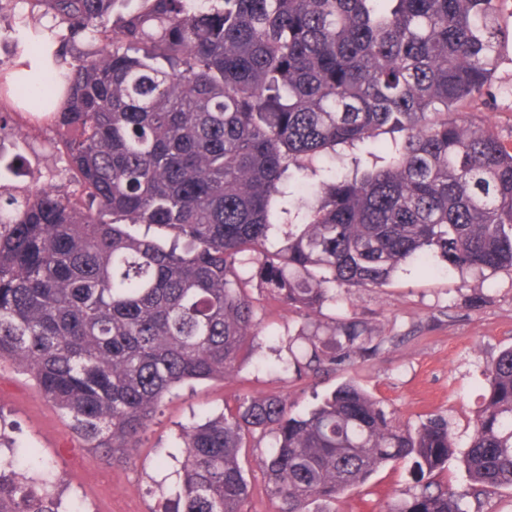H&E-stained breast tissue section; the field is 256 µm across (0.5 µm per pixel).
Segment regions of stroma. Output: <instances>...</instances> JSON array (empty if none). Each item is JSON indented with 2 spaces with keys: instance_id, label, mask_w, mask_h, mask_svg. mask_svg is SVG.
I'll use <instances>...</instances> for the list:
<instances>
[{
  "instance_id": "35a3bbf8",
  "label": "stroma",
  "mask_w": 512,
  "mask_h": 512,
  "mask_svg": "<svg viewBox=\"0 0 512 512\" xmlns=\"http://www.w3.org/2000/svg\"><path fill=\"white\" fill-rule=\"evenodd\" d=\"M23 0H0V75H11L26 50L13 32ZM14 124L28 133L19 143L10 131H0V151L14 156L19 187L52 185L73 190L69 160L57 150V128L34 121L16 98H5ZM473 122L489 127L512 142V44H506L492 80V93L466 107ZM248 293L257 308L259 334L249 359L229 379L202 380L176 386L149 422L134 458L112 461L85 448L69 421L33 389L28 375L0 363V427L18 449H35L51 462L62 489V508L71 512L83 501L97 512H164L177 483L183 426L218 414L236 398L279 392L287 396L293 414L307 412L317 396L355 378L401 420L418 422L425 414L448 418L458 447H465L485 386L483 371L497 354L512 346V269L483 276L445 271L438 259L409 261L380 288L336 290L335 302L325 304L321 324L338 317L366 322L381 348L357 360L347 370L301 379L285 372L291 351L304 347L303 316L288 310L251 281ZM261 449L241 455L251 496L245 512H276L267 498V477ZM414 482L406 465L380 468L364 484L347 491L333 512H387L407 499Z\"/></svg>"
}]
</instances>
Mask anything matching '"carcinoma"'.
Returning <instances> with one entry per match:
<instances>
[{"label": "carcinoma", "mask_w": 512, "mask_h": 512, "mask_svg": "<svg viewBox=\"0 0 512 512\" xmlns=\"http://www.w3.org/2000/svg\"><path fill=\"white\" fill-rule=\"evenodd\" d=\"M125 2L27 0L17 34L37 67L14 92L54 112L77 189L0 188V362L85 447L129 461L174 386L238 370L258 334L249 263L307 320L409 260L512 269V143L453 111L491 88L505 0H140L109 20ZM340 145L391 157L317 178ZM278 224L301 227L279 248ZM307 340L297 376L379 349L355 317ZM486 380L461 452L477 502L512 488V348ZM269 435L278 512L334 503L387 463L417 487L389 512H470L437 480L457 452L448 420L404 423L352 380L304 415L269 394L183 427L173 512H244L240 455ZM31 458L35 478H0V512H58Z\"/></svg>", "instance_id": "1"}]
</instances>
